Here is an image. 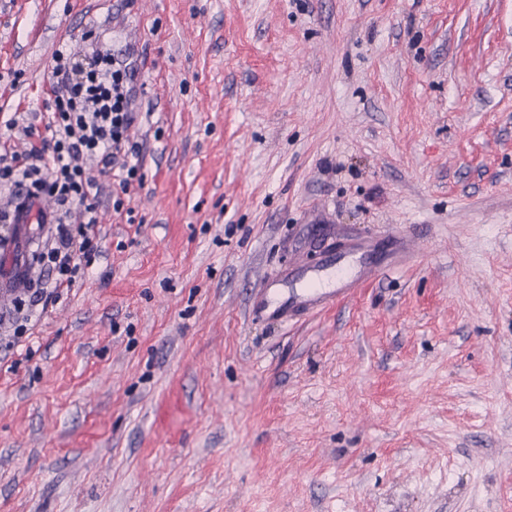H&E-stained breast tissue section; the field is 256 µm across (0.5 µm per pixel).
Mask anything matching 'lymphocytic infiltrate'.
<instances>
[{
  "label": "lymphocytic infiltrate",
  "instance_id": "f902f5d3",
  "mask_svg": "<svg viewBox=\"0 0 512 512\" xmlns=\"http://www.w3.org/2000/svg\"><path fill=\"white\" fill-rule=\"evenodd\" d=\"M52 90L44 101L41 127H26L28 149L15 150L8 135L17 121H0V184L25 187L28 198L54 201L52 241L41 255L51 274L45 287L16 307L14 335H24L39 303H58L65 290L83 280L102 250L96 197L98 183L83 160L96 158L99 173L115 176L112 208L123 212L125 198L144 179L138 143L129 138L136 120L131 106L133 73L109 53L79 62L68 46L51 60Z\"/></svg>",
  "mask_w": 512,
  "mask_h": 512
}]
</instances>
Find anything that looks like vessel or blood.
Instances as JSON below:
<instances>
[{
    "label": "vessel or blood",
    "instance_id": "obj_1",
    "mask_svg": "<svg viewBox=\"0 0 512 512\" xmlns=\"http://www.w3.org/2000/svg\"><path fill=\"white\" fill-rule=\"evenodd\" d=\"M407 249L404 233L366 235L343 245L328 244L324 268L333 270L331 287L320 274L288 265L264 277L248 300L252 318L291 323L312 317L346 300L356 290L394 267Z\"/></svg>",
    "mask_w": 512,
    "mask_h": 512
}]
</instances>
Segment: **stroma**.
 Returning a JSON list of instances; mask_svg holds the SVG:
<instances>
[{
  "instance_id": "35a3bbf8",
  "label": "stroma",
  "mask_w": 512,
  "mask_h": 512,
  "mask_svg": "<svg viewBox=\"0 0 512 512\" xmlns=\"http://www.w3.org/2000/svg\"><path fill=\"white\" fill-rule=\"evenodd\" d=\"M64 42L133 61L145 181L12 344L0 292V512H512V0H0V111ZM390 230L349 299L249 316ZM407 245L406 235L399 231L366 235L339 246L332 241L323 252L322 264L335 271L330 288L320 287L321 274L311 275L304 266L288 265L264 277L253 290L248 300L250 314L253 319L285 323L319 314L397 265ZM348 256L355 260L350 262Z\"/></svg>"
}]
</instances>
